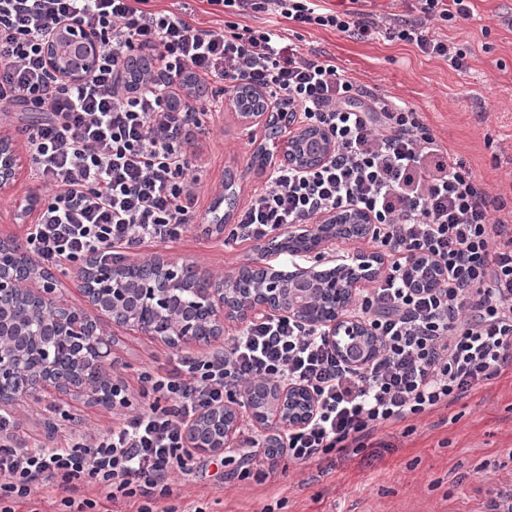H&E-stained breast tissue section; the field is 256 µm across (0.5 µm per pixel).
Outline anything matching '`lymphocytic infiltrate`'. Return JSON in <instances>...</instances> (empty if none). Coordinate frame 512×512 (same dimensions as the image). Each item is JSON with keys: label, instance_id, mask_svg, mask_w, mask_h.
<instances>
[{"label": "lymphocytic infiltrate", "instance_id": "f902f5d3", "mask_svg": "<svg viewBox=\"0 0 512 512\" xmlns=\"http://www.w3.org/2000/svg\"><path fill=\"white\" fill-rule=\"evenodd\" d=\"M148 2L0 0V115L19 106L40 115L24 129L31 178L47 194L28 251L41 267L60 268L109 264L177 239L195 220L199 187L188 150L199 111L181 92L191 82H246L326 129L336 149L311 171L274 167L228 237L258 242L330 210L369 212L372 242L391 262L361 289L354 312L379 349L353 366L324 329L260 316L220 350L142 374V408L127 412L117 394L125 412L100 436L32 448L1 414L0 512L20 504L40 512L35 494L50 483L68 490L67 512H95L96 500L77 493L96 484L112 506L139 495L136 512H175L167 479L191 473L187 425L260 381L314 394L312 420L288 430L275 451L306 464L359 454L380 427L448 407L512 362V226L498 217L505 201L489 196L406 103L357 84L330 55L301 52L285 32L237 22L266 14L400 41L462 70L463 55L428 23L471 19V0H418L417 16L386 25L362 10L322 11L318 0H207L231 16L217 28ZM66 23L102 42L97 64L76 81L55 77L43 55L45 39ZM419 255L443 270L423 291L405 281Z\"/></svg>", "mask_w": 512, "mask_h": 512}]
</instances>
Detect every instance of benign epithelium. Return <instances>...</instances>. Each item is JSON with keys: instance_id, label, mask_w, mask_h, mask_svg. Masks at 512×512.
Masks as SVG:
<instances>
[{"instance_id": "1", "label": "benign epithelium", "mask_w": 512, "mask_h": 512, "mask_svg": "<svg viewBox=\"0 0 512 512\" xmlns=\"http://www.w3.org/2000/svg\"><path fill=\"white\" fill-rule=\"evenodd\" d=\"M100 48L96 34L68 26L48 38L45 55L53 73L71 79L89 71ZM253 97L257 100L253 110L242 107L235 97L228 98L225 106L239 125L259 129L273 142L288 134V165L308 170L331 158L335 145L322 130L302 123L296 112L278 111L259 90L253 91ZM23 164L12 138L0 136L1 193L13 190ZM348 224L363 225L362 239L370 238L372 219L356 209L323 214L290 236L316 240L317 250L348 240L344 235ZM19 246L13 237H0V406L49 388L112 402L104 394L110 385L105 368L112 349L103 338L99 319L66 305L47 282L50 274ZM421 264L437 269L429 259L416 258L406 269V279L413 288H431L436 280L422 281L415 275ZM386 266L379 253H360L349 263L322 270L298 268L288 274L267 266L262 288L246 298L232 287L233 276L204 274L194 265L177 266L161 256L146 262L133 282L111 267L93 264L77 271V280L88 305L113 324L168 344L208 346L224 339L227 323L244 324L259 315L288 317L326 329L340 356L362 365L372 357L377 340L364 320L349 315V310L358 287L383 276ZM184 293L193 297L207 324L176 307ZM244 397L243 403L232 396L201 412L187 427L188 447L223 453L238 442L241 406L249 409L262 401L265 410L255 411V422L268 432L264 447L278 448L281 432L306 425L316 410L313 396L295 385H254Z\"/></svg>"}]
</instances>
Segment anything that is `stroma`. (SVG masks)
I'll list each match as a JSON object with an SVG mask.
<instances>
[{
  "label": "stroma",
  "mask_w": 512,
  "mask_h": 512,
  "mask_svg": "<svg viewBox=\"0 0 512 512\" xmlns=\"http://www.w3.org/2000/svg\"><path fill=\"white\" fill-rule=\"evenodd\" d=\"M470 21L435 22L433 29L465 53L466 70L383 39L359 41L332 30L308 29L302 52L332 54L347 76L385 92L419 112L449 152L463 159L494 196L512 199V0H474ZM261 135L245 138L232 113L205 115L192 149L201 176L197 218L179 239L144 245L152 255L197 265L216 276L235 272L248 259L273 263L258 243L206 232L215 200L233 189L244 206L266 172L251 163ZM29 173L0 195V235L25 240L36 212L18 214L19 199L38 190ZM111 372L119 374L131 408H139L141 372L167 366L177 346L125 327L107 326ZM28 445L62 443L71 434L105 433L116 419L111 406L56 390L6 407ZM382 428L389 442L376 456L323 462L277 472L259 482L234 475L217 455H194L189 479L175 477L171 505L202 512H490L488 488L512 493V366L496 379L415 421Z\"/></svg>",
  "instance_id": "35a3bbf8"
}]
</instances>
